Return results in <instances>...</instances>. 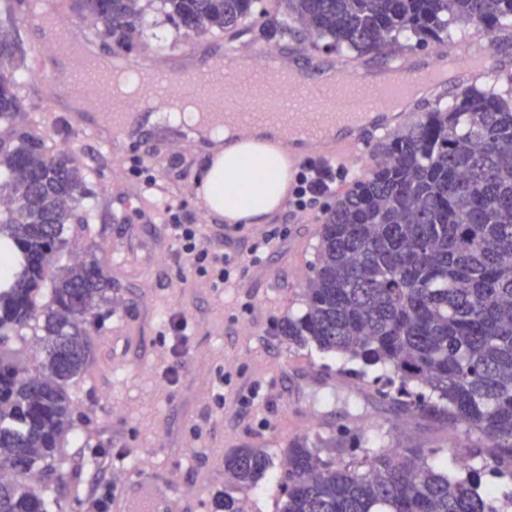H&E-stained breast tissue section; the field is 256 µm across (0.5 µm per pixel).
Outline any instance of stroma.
I'll return each instance as SVG.
<instances>
[{"label": "stroma", "instance_id": "stroma-1", "mask_svg": "<svg viewBox=\"0 0 512 512\" xmlns=\"http://www.w3.org/2000/svg\"><path fill=\"white\" fill-rule=\"evenodd\" d=\"M53 10L89 32L101 58L144 63L154 77L172 68H194L198 58L221 47L249 58L274 50L293 60L313 56L327 64L377 70L462 46L482 49L490 41L500 66L492 76L474 78V86L500 88L512 75L510 28L491 36L470 26L422 47L402 34L385 53L359 57L322 39H266L263 29L278 28L282 15L277 0H263L255 17L221 35L188 32L163 15L150 14L141 37L126 46L103 36L100 25L75 9L74 0L45 5L18 0L12 25L21 46L15 62L24 103L21 120L88 171L92 240L112 274V302L101 309L94 360L72 388L74 427L62 450L63 478L51 512H84L97 450L124 454L112 463L114 486L134 494L136 475L159 474L174 487L171 512H214L215 495L224 488L225 457L237 448L266 449L274 468L239 496L244 512H278L283 498L278 465L292 439L326 438L362 426L363 447L340 451L347 462L362 460L365 449L381 446L447 447V430L400 412L378 395L373 377L348 374L342 355L291 346L277 334L284 317L302 313V290L313 275L319 228L337 193L364 174L367 162H340L334 192L311 209L297 211L288 201L266 223L225 224L198 196L212 154L209 141L165 128L151 132L149 139L120 144L123 158L117 161L93 136L68 125L64 103L50 105L49 47L39 39L38 25ZM138 159L155 167L187 223L223 238L235 268L224 287L212 288L208 276L180 265L156 202L142 189L134 166ZM266 233L273 234L272 243L258 257H249L252 240ZM177 313L191 327L179 358L170 351L172 337L161 333L162 322ZM170 369L177 375L173 384L165 376ZM255 384L261 387L259 398L241 403ZM219 389L224 392L220 407L214 401Z\"/></svg>", "mask_w": 512, "mask_h": 512}]
</instances>
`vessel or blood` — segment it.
<instances>
[{
	"label": "vessel or blood",
	"mask_w": 512,
	"mask_h": 512,
	"mask_svg": "<svg viewBox=\"0 0 512 512\" xmlns=\"http://www.w3.org/2000/svg\"><path fill=\"white\" fill-rule=\"evenodd\" d=\"M457 77L477 76L495 68L494 56L471 49L455 53ZM133 76L142 80V97L128 100L110 91L106 74L92 60L74 65L65 86L66 93H81L89 87L106 89L101 102L106 118L120 127L143 101L157 104L180 98L196 100L202 115L215 122L233 118L243 128L272 122L287 132L289 140L300 142L302 152L320 158L336 155L356 160L368 153L360 137L361 122L381 110L388 99L408 97L414 80V68H388L383 82L367 81L354 66L331 65L320 73L306 71L290 82L279 78V58L259 55L247 71L227 69L223 61L207 60L193 72L173 70L159 79H150L142 64L125 62ZM246 90V98L236 96V89ZM141 493L131 498L125 493L112 496L111 512H158V503L172 486L160 476L140 478Z\"/></svg>",
	"instance_id": "vessel-or-blood-1"
}]
</instances>
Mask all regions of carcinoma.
<instances>
[{
  "label": "carcinoma",
  "instance_id": "1",
  "mask_svg": "<svg viewBox=\"0 0 512 512\" xmlns=\"http://www.w3.org/2000/svg\"><path fill=\"white\" fill-rule=\"evenodd\" d=\"M285 19L338 50L379 54L409 32L424 43L457 26L502 30L512 0H278ZM107 36L128 44L145 8L177 28L220 34L253 16L257 0H76ZM11 60H0V239L19 256L0 286V512H49L74 426L71 382L93 359L98 310L112 274L88 240L87 175L21 123ZM304 312L278 325L290 345L336 352L363 377L382 367L379 394L454 436L457 475L436 470L433 448H372L353 467L324 448L339 437L294 439L284 449L281 512H500L479 472L512 479V95L470 87L427 112L372 154L364 177L336 199L319 231ZM39 351L29 364L9 346ZM467 452L460 453L458 449ZM273 467L262 448L227 455L216 508L242 512L237 489ZM41 486L13 489L16 474Z\"/></svg>",
  "mask_w": 512,
  "mask_h": 512
}]
</instances>
